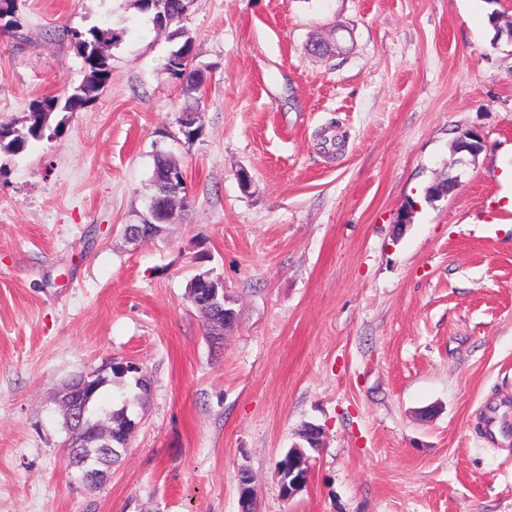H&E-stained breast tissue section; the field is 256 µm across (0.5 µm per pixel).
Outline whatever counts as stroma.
I'll return each instance as SVG.
<instances>
[{
    "label": "stroma",
    "mask_w": 512,
    "mask_h": 512,
    "mask_svg": "<svg viewBox=\"0 0 512 512\" xmlns=\"http://www.w3.org/2000/svg\"><path fill=\"white\" fill-rule=\"evenodd\" d=\"M494 12L512 21V0H194L189 141L174 44L133 0H16L0 123L81 81L55 29L127 35L95 103L0 149V512H239L243 468L257 512H512V443L487 424L512 415V40ZM320 37L339 49L310 54ZM467 130L474 159L451 151ZM160 150L194 205L136 246L121 229ZM201 249L237 314L218 345L188 298ZM126 360L152 392L90 487L57 392ZM308 423L321 445L286 501L276 462Z\"/></svg>",
    "instance_id": "obj_1"
}]
</instances>
